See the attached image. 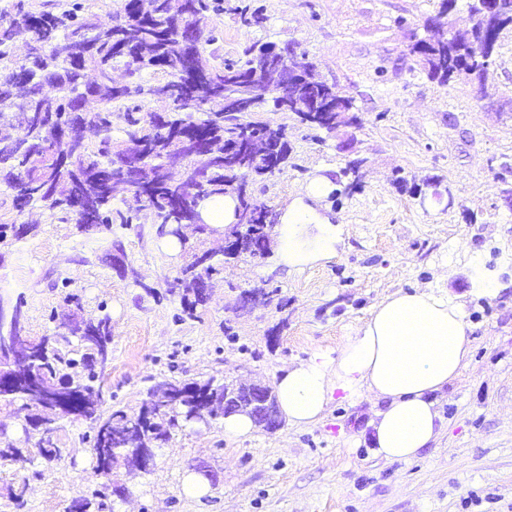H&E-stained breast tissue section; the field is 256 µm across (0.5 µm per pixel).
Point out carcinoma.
I'll return each mask as SVG.
<instances>
[{
    "instance_id": "carcinoma-1",
    "label": "carcinoma",
    "mask_w": 512,
    "mask_h": 512,
    "mask_svg": "<svg viewBox=\"0 0 512 512\" xmlns=\"http://www.w3.org/2000/svg\"><path fill=\"white\" fill-rule=\"evenodd\" d=\"M466 9L470 25L453 26L452 17ZM14 14L0 15V101L13 111H0V186L13 192V206L22 213L42 204L51 211L73 214L88 229L96 224H130L147 207L160 232L182 237L181 226L196 220L194 198L230 194L241 205L240 223L253 229L239 243L252 258L270 250L265 221L270 209L255 198L246 201L242 186L281 169L287 160L288 125L272 118L282 114L299 124L332 133L359 127L354 100L336 85L323 81L314 65L290 75L279 68L286 44H255L238 60L213 62L201 45L197 19L222 11L221 0H123L112 22L102 25L87 0H73L61 13L31 11L24 4ZM241 22L263 28L268 17L260 9L240 12ZM437 23L422 24L423 33L409 46L419 70L432 80L451 81L467 73L478 81L476 98L489 95L484 79L498 59L499 33H492L479 0H439ZM32 33L27 54L11 51L16 35ZM163 79L145 81L142 74ZM288 84V105L273 96ZM250 104L243 114L208 107L224 98ZM99 102L85 108L87 99ZM125 112V142L112 140V112ZM265 137L281 143L268 157L250 150L251 141ZM366 159L352 160L343 174L344 191L362 184ZM127 175L132 203L112 209V185ZM203 249L189 248L178 288L189 311L206 300L205 278L219 272L216 264L200 271ZM68 337L41 344L46 336H30L18 323H0V366L14 377L0 386V405H20L25 421L47 427L50 436L38 447L0 448V460L23 469L60 461L68 449L52 440L57 422L45 408L65 400L74 412L95 424L92 459L100 474L123 460L129 473L151 471L145 458L167 444L172 433L194 421L199 408L226 412L224 393L235 386L203 381H163L151 386L142 404L145 413L100 412L103 400L100 359H112V329L107 316L66 319Z\"/></svg>"
}]
</instances>
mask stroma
Listing matches in <instances>:
<instances>
[{"instance_id": "obj_1", "label": "stroma", "mask_w": 512, "mask_h": 512, "mask_svg": "<svg viewBox=\"0 0 512 512\" xmlns=\"http://www.w3.org/2000/svg\"><path fill=\"white\" fill-rule=\"evenodd\" d=\"M259 8L265 27L241 23ZM437 0H224L199 27L206 52L238 59L252 45L291 43L320 77L352 97L363 120L329 134L288 125V164L255 193L283 209L315 176L339 178L346 160L369 161L363 186L323 199L341 229L335 257L291 272L276 254L224 265L209 298L187 312L175 278L186 252L170 253L148 212L132 223L81 230L74 216L37 205L17 214L0 187V225L36 224L0 243V304L22 303L33 336L53 335L62 315L108 316L112 360L103 373V413L139 412L149 387L213 378L273 384L278 370L332 353L386 296L445 290L465 305L473 352L439 400L436 442L409 462L375 454L371 396L334 401L313 427L258 428L225 437L221 420L175 432L150 473L130 477L125 499L103 512H512V36L477 99L469 80L442 85L407 54ZM406 181H394V170ZM500 281L472 292L471 260ZM276 288L270 304L241 305L245 290ZM94 432L63 418L56 437L71 456L42 474L0 465V512H67L101 488L89 453ZM212 475L208 495L183 494L184 474ZM26 482L23 506L8 488Z\"/></svg>"}]
</instances>
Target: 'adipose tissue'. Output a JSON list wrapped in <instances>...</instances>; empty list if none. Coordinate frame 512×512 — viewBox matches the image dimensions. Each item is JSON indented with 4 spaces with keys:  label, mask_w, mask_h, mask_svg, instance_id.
<instances>
[{
    "label": "adipose tissue",
    "mask_w": 512,
    "mask_h": 512,
    "mask_svg": "<svg viewBox=\"0 0 512 512\" xmlns=\"http://www.w3.org/2000/svg\"><path fill=\"white\" fill-rule=\"evenodd\" d=\"M329 176L313 178L279 214L281 265L301 270L336 254L339 228L320 199ZM471 355L465 309L445 291L415 289L380 301L336 354L318 353L282 367L274 380L278 410L293 426L320 423L334 397L379 404L369 421L377 455L415 459L440 430L437 397Z\"/></svg>",
    "instance_id": "1"
}]
</instances>
